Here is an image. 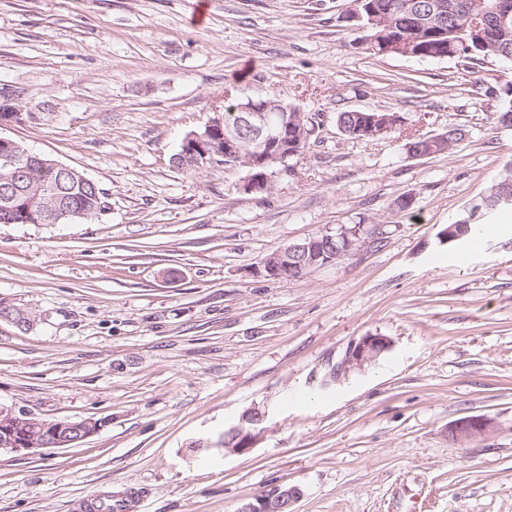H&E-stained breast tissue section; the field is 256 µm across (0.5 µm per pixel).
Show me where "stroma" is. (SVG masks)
Instances as JSON below:
<instances>
[{"mask_svg": "<svg viewBox=\"0 0 512 512\" xmlns=\"http://www.w3.org/2000/svg\"><path fill=\"white\" fill-rule=\"evenodd\" d=\"M353 0H0V135L75 168L104 214L0 224V401L41 420L106 419L85 443L0 454V512H75L135 491L136 512H238L300 486L296 512H512V211L480 212L483 248L438 234L512 162L492 121L512 60L375 55ZM236 98L309 113L306 152L267 193L245 169L173 157ZM394 112L352 139L336 116ZM459 127L416 157L409 137ZM413 200L411 209L399 206ZM386 238L292 280L256 269L340 226ZM388 337L363 368L352 342ZM265 410L248 453L216 440ZM494 432L458 445L456 421ZM464 134V130L455 128L449 129L444 135L434 139L411 138V141L408 143L409 150L415 156H418V153L433 154L449 150L464 138ZM430 140H433L436 143L438 142L440 145L429 143ZM495 428L494 421L486 416H471L457 421L448 428L449 439L464 444L487 436Z\"/></svg>", "mask_w": 512, "mask_h": 512, "instance_id": "35a3bbf8", "label": "stroma"}]
</instances>
